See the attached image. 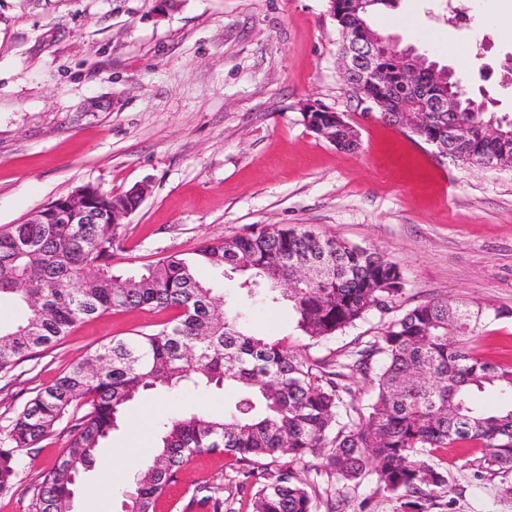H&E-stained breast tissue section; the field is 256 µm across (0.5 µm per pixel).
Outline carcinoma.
Here are the masks:
<instances>
[{
    "mask_svg": "<svg viewBox=\"0 0 512 512\" xmlns=\"http://www.w3.org/2000/svg\"><path fill=\"white\" fill-rule=\"evenodd\" d=\"M445 120H463L473 139L463 163L482 165L496 147L480 139L493 121L512 137V116L470 108ZM94 194L97 224H34L27 220L0 234V373L61 341L78 322L112 308L174 309L176 318L156 328L95 348L14 417L0 442V493L18 476L21 454L64 425L68 442L43 474L34 512H71L70 464L87 470L100 443L123 423L128 404L144 391L176 395L186 390L235 386L240 396L224 414L174 413L157 425V453L125 491L129 512H156L180 470L202 452H222L243 476L260 475L255 512H317L315 486L278 464L322 460L324 471L345 482L367 475L378 490L397 496L400 512H431L448 489V471L429 461L457 446L482 448L464 465L502 478L512 474V366L481 360L472 347L483 310L433 300L385 326L381 335L349 351L330 369L290 350L282 339L251 333L249 313L223 301L198 279L199 262L242 268L241 288L260 304L288 302L296 328L326 339L371 311L389 312L404 292L402 268L371 248L310 229L273 227L206 244L196 257L168 255L131 276L112 273L119 247L110 223L112 202ZM312 262L319 278H293ZM95 267L91 282L84 272ZM369 378L375 398L367 413L346 402L348 375ZM199 503L222 512L223 487L196 489Z\"/></svg>",
    "mask_w": 512,
    "mask_h": 512,
    "instance_id": "obj_1",
    "label": "carcinoma"
}]
</instances>
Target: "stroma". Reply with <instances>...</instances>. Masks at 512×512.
<instances>
[{"instance_id":"1","label":"stroma","mask_w":512,"mask_h":512,"mask_svg":"<svg viewBox=\"0 0 512 512\" xmlns=\"http://www.w3.org/2000/svg\"><path fill=\"white\" fill-rule=\"evenodd\" d=\"M456 9L475 14L484 43L456 24ZM373 25L442 65L466 53L467 91L512 114V0H395ZM338 42L327 0H0V233L83 185L113 195L148 188L117 231L118 274L268 224L307 226L399 264L404 293L390 316L371 312L328 340L304 336L284 304L254 306L253 332L312 360L337 359L379 335L388 317L433 299L463 301L487 314L477 355L512 364V168L439 159L410 132L364 115L338 72ZM310 100L357 126V151L307 127ZM497 309L507 317L494 318ZM172 316L114 309L0 373V428L99 345ZM236 397L146 395L101 455L151 457L158 419L220 414ZM67 440L57 431L23 455L0 512H32L35 487ZM439 459L448 493L437 512H512L501 477L462 466L455 448ZM205 483L223 485L224 512H254V483L218 452L186 465L158 512H201L190 497ZM130 485L121 468L92 467L74 512H123ZM319 488L344 499L345 512H399L371 475L348 485L323 477Z\"/></svg>"}]
</instances>
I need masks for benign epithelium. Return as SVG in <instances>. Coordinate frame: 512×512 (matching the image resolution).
Instances as JSON below:
<instances>
[{
    "mask_svg": "<svg viewBox=\"0 0 512 512\" xmlns=\"http://www.w3.org/2000/svg\"><path fill=\"white\" fill-rule=\"evenodd\" d=\"M366 0H358L361 11L355 21L341 33L338 49L340 74L343 81L358 94V101L368 104L366 111L376 110L375 102L385 100L390 105L384 119L392 125L414 135H421L432 119L444 112L457 111L456 98L448 95V69L433 64L418 52L395 50L393 66L385 67L382 50L393 40L377 32L364 9ZM327 112L326 123L316 121L313 113ZM305 122L316 134L336 143V127L348 125L343 115L308 103ZM472 139L470 126L450 122L441 125L439 137L428 141L436 156L457 161L463 158L458 147ZM97 188L86 185L72 191L64 203L55 200L47 208L48 220L59 224H84L96 221L95 213L87 210L86 199Z\"/></svg>",
    "mask_w": 512,
    "mask_h": 512,
    "instance_id": "1",
    "label": "benign epithelium"
}]
</instances>
